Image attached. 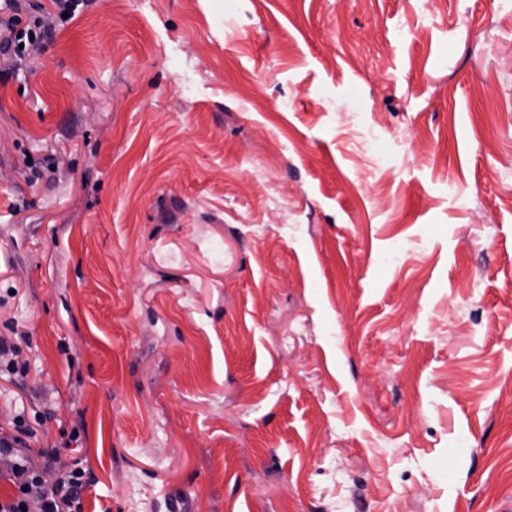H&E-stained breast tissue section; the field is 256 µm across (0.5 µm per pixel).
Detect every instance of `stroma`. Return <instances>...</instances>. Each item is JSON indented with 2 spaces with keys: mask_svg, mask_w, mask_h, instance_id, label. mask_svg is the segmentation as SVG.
<instances>
[{
  "mask_svg": "<svg viewBox=\"0 0 512 512\" xmlns=\"http://www.w3.org/2000/svg\"><path fill=\"white\" fill-rule=\"evenodd\" d=\"M0 337L82 512H512V0L79 6L0 81ZM21 347L0 339V373H17L24 370L26 362L20 361Z\"/></svg>",
  "mask_w": 512,
  "mask_h": 512,
  "instance_id": "1",
  "label": "stroma"
}]
</instances>
